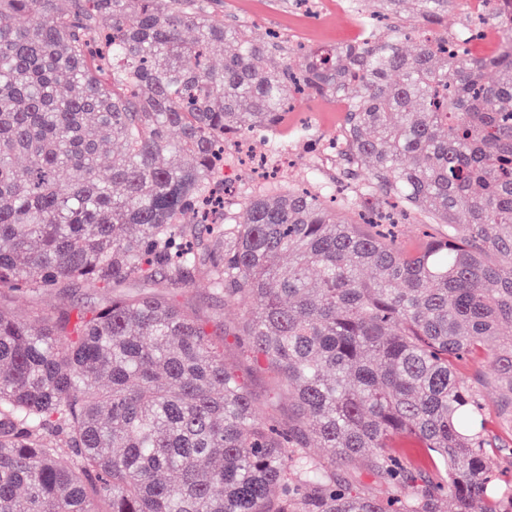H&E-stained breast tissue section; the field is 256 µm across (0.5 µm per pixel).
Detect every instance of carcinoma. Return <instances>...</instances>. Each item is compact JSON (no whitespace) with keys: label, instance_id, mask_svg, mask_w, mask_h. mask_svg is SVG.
<instances>
[{"label":"carcinoma","instance_id":"1","mask_svg":"<svg viewBox=\"0 0 512 512\" xmlns=\"http://www.w3.org/2000/svg\"><path fill=\"white\" fill-rule=\"evenodd\" d=\"M377 3L394 36L295 69L218 0H0V297L108 290L31 321L0 306V512H512L480 391L511 428L512 0L482 57L434 32L448 0ZM306 89L345 105L357 221L306 189L218 193L224 137ZM409 212L447 231L408 250ZM197 279L250 303L237 335L287 422L194 310L122 292ZM360 463L381 494L351 488Z\"/></svg>","mask_w":512,"mask_h":512}]
</instances>
